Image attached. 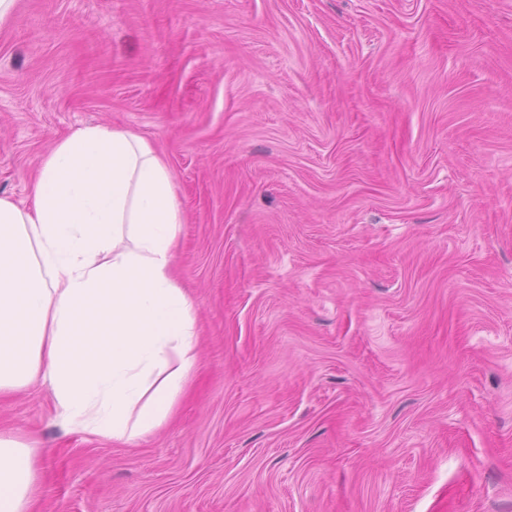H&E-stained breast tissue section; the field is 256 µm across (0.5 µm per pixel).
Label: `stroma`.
Here are the masks:
<instances>
[{
  "label": "stroma",
  "instance_id": "obj_1",
  "mask_svg": "<svg viewBox=\"0 0 512 512\" xmlns=\"http://www.w3.org/2000/svg\"><path fill=\"white\" fill-rule=\"evenodd\" d=\"M87 124L168 162L198 369L63 429L33 512H512V0H17L0 197Z\"/></svg>",
  "mask_w": 512,
  "mask_h": 512
}]
</instances>
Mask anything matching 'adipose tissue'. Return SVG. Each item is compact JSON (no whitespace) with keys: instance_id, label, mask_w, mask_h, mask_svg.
Listing matches in <instances>:
<instances>
[{"instance_id":"1","label":"adipose tissue","mask_w":512,"mask_h":512,"mask_svg":"<svg viewBox=\"0 0 512 512\" xmlns=\"http://www.w3.org/2000/svg\"><path fill=\"white\" fill-rule=\"evenodd\" d=\"M172 171L130 130L85 125L0 197V397L36 380L70 431L131 442L169 419L197 368L196 306L173 274ZM36 442L0 432V512H32Z\"/></svg>"}]
</instances>
